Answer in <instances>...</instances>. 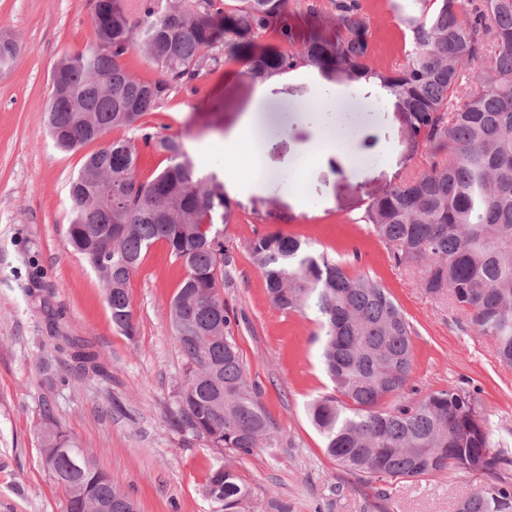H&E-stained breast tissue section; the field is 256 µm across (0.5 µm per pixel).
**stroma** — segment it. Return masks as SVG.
<instances>
[{
	"label": "stroma",
	"mask_w": 512,
	"mask_h": 512,
	"mask_svg": "<svg viewBox=\"0 0 512 512\" xmlns=\"http://www.w3.org/2000/svg\"><path fill=\"white\" fill-rule=\"evenodd\" d=\"M377 69L402 62L409 47L400 21L404 0H364ZM93 0H0V35L18 45L0 71V512H63L66 495L41 463L40 424L53 414L138 512H213L202 488L231 464L253 498L288 512H456L457 503L498 477L512 482V369L500 365L491 338L477 335L456 311L430 298L412 271L395 266L363 217L370 203L422 167L409 118L389 96L352 94L346 107L384 142L362 171L298 177L302 210L268 187L232 197L223 226L222 293L237 317L234 338L256 387L272 440L253 454L226 458L182 431L175 396L183 365L170 304L187 275L165 243H155L131 275L134 336L112 324L103 284L66 240L69 184L93 145L66 153L44 124L53 70L93 38ZM230 60L204 73L194 90L177 89L145 127L183 138L197 166L224 172V137L254 106L255 81ZM308 85L274 90L259 106L253 135L276 127L285 109L307 101ZM290 235L336 259L347 274L378 281L412 327L414 364L405 398L460 387L482 407L496 449L509 458L496 475L435 472L365 483L323 450L306 412L332 385L321 362L314 313L272 306L248 245L264 234ZM98 353L102 375L89 377L69 357L70 343Z\"/></svg>",
	"instance_id": "stroma-1"
}]
</instances>
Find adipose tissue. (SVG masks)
Wrapping results in <instances>:
<instances>
[{
    "label": "adipose tissue",
    "instance_id": "obj_1",
    "mask_svg": "<svg viewBox=\"0 0 512 512\" xmlns=\"http://www.w3.org/2000/svg\"><path fill=\"white\" fill-rule=\"evenodd\" d=\"M294 81H304L311 86V103L323 113L335 114V122L327 127L315 129L311 138L303 144L302 151L308 163L320 169L336 166L347 173L359 171L368 153L362 147V140L368 139V132L350 135L344 117L343 105L353 91H365L374 95L383 94L384 89L373 77H361L354 86H345L324 78L319 69L307 66L289 74L274 76L258 82L255 87L257 98H264L275 87ZM290 124H283L277 134L253 140L248 125H241L230 134L226 145L229 158L224 167V187L229 194L236 195L263 185L280 181L278 172L256 166L257 155L273 150L279 138L289 135Z\"/></svg>",
    "mask_w": 512,
    "mask_h": 512
}]
</instances>
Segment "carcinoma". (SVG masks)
Instances as JSON below:
<instances>
[{"label": "carcinoma", "mask_w": 512, "mask_h": 512, "mask_svg": "<svg viewBox=\"0 0 512 512\" xmlns=\"http://www.w3.org/2000/svg\"><path fill=\"white\" fill-rule=\"evenodd\" d=\"M289 0H96L94 39L64 55L47 107L56 147L77 151L141 119L174 88H194L221 59L244 60L260 77L313 65L349 79L373 76L410 116L424 167L369 206L373 226L399 267H417L420 287L467 317L512 367V0H410L402 21L409 49L388 72L374 67L372 29L363 0H328L335 28L299 39ZM277 43L257 47L267 32ZM224 57H219V47ZM139 50L158 73L142 79L125 58ZM146 144L167 164L143 181L132 141L114 138L85 156L72 179L69 245L105 286L112 324L131 336L127 284L157 242L183 261L187 276L171 304L184 359L177 424L238 456L271 440L258 392L245 375L228 308L216 313L224 277L230 201L214 174L199 170L179 136L146 131ZM210 230L201 234L198 225ZM271 303L286 312L314 311L323 331L322 366L333 393L308 415L328 456L363 479H408L434 472L492 473L502 463L477 399L464 388L397 402L410 378L412 329L377 281L351 277L333 259L296 237L268 234L249 244ZM203 345L185 336L182 314ZM85 373H102L97 353L73 344ZM42 464L66 491L65 512L91 501L122 512L129 497L112 485L51 415L41 428ZM204 496L214 512H242L250 489L224 465ZM457 512H512V482L490 483Z\"/></svg>", "instance_id": "cac0c4a2"}]
</instances>
